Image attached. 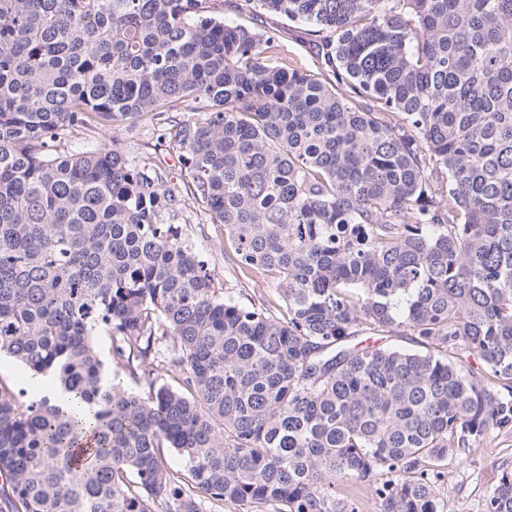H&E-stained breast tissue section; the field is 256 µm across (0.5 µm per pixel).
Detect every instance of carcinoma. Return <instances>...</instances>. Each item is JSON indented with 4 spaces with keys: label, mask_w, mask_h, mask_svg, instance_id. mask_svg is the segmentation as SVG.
I'll list each match as a JSON object with an SVG mask.
<instances>
[{
    "label": "carcinoma",
    "mask_w": 512,
    "mask_h": 512,
    "mask_svg": "<svg viewBox=\"0 0 512 512\" xmlns=\"http://www.w3.org/2000/svg\"><path fill=\"white\" fill-rule=\"evenodd\" d=\"M186 98L189 198L60 150ZM196 205L286 314L218 280ZM2 355L63 396L0 384L7 512H356L376 469L379 512H441L435 467L512 432V0H0ZM257 15V21L254 22L258 26L277 29L280 32L281 43L288 56L299 58L306 68L318 72L316 58L307 44L308 36L303 33L304 26L268 12L260 11ZM387 479V475L383 471H375L369 481L358 483L355 488V498L353 499L358 512H376L377 505L373 488Z\"/></svg>",
    "instance_id": "carcinoma-1"
}]
</instances>
